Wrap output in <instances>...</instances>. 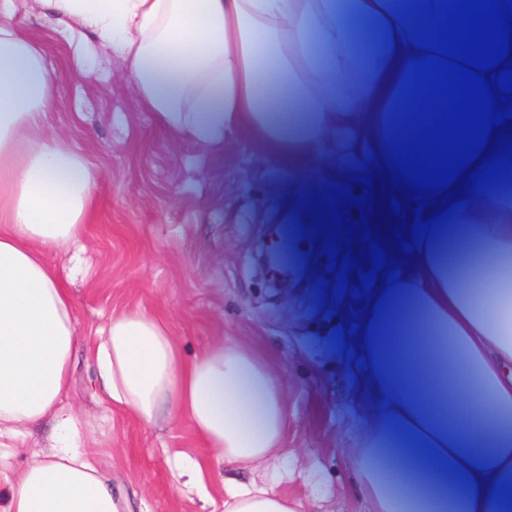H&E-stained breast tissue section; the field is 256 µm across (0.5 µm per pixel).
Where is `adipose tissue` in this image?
I'll return each mask as SVG.
<instances>
[{"label": "adipose tissue", "mask_w": 512, "mask_h": 512, "mask_svg": "<svg viewBox=\"0 0 512 512\" xmlns=\"http://www.w3.org/2000/svg\"><path fill=\"white\" fill-rule=\"evenodd\" d=\"M399 0H41L128 65L139 104L175 137L218 147L252 142L291 176L307 174L341 126L363 120L375 150L416 47L396 25ZM0 0V440L52 420L51 452L0 482V512H124L87 452L89 424L67 408L77 315L46 255L77 245L94 221L98 178L43 117L57 79ZM392 46L362 57L364 22ZM302 103L297 124L272 120L271 96ZM468 247L439 256L421 242L398 276L360 395L373 410L358 455L371 512H505L490 496L512 478V187L478 194L457 216ZM418 312L398 328L405 304ZM94 372L108 410L145 425L186 421L225 465H263L288 426L284 378L260 347L216 339L185 359L166 321L142 310L97 329ZM427 440L467 469L476 493L437 481L397 437ZM477 446L463 452L459 438ZM224 512H301L258 484L224 483Z\"/></svg>", "instance_id": "adipose-tissue-1"}]
</instances>
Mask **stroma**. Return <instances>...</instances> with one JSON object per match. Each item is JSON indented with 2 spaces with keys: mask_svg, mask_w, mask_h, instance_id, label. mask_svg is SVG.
Wrapping results in <instances>:
<instances>
[{
  "mask_svg": "<svg viewBox=\"0 0 512 512\" xmlns=\"http://www.w3.org/2000/svg\"><path fill=\"white\" fill-rule=\"evenodd\" d=\"M19 31L38 38L58 79L49 131L61 134L100 175L98 215L85 236L84 273L71 281L78 338L66 402L91 423L102 473L130 512H224V468L188 424L147 427L107 411L94 383V333L111 314L146 309L165 319L192 358L216 337L261 346L287 384L288 432L271 465L236 471L273 487L303 512H369L357 493V453L371 407L357 396L364 373L339 353L332 332L362 305L318 298L335 281L307 214L310 195L352 187L370 144L360 124L340 127L312 175L292 179L243 135L219 148L174 139L142 109L125 63L85 46L68 21L36 0H14ZM52 424L0 450V474L50 451ZM207 462L202 489L179 466Z\"/></svg>",
  "mask_w": 512,
  "mask_h": 512,
  "instance_id": "obj_1",
  "label": "stroma"
}]
</instances>
